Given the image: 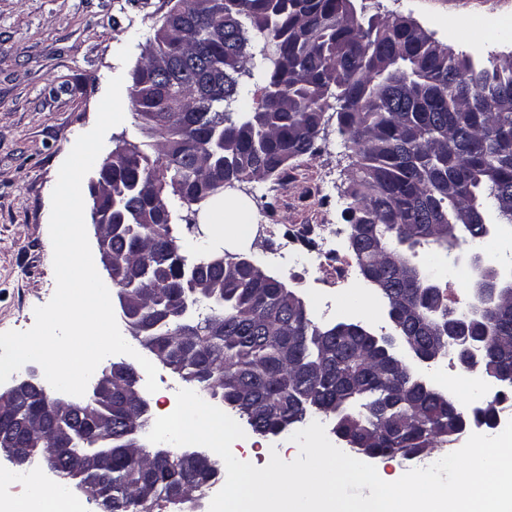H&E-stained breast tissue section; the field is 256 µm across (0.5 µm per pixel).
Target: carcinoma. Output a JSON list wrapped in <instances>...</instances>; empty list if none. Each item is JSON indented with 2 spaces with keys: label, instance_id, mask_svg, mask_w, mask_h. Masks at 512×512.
<instances>
[{
  "label": "carcinoma",
  "instance_id": "cac0c4a2",
  "mask_svg": "<svg viewBox=\"0 0 512 512\" xmlns=\"http://www.w3.org/2000/svg\"><path fill=\"white\" fill-rule=\"evenodd\" d=\"M263 37L252 49L250 31ZM267 70L261 97L249 112L236 114L224 104L239 101L240 79L253 77V60ZM166 59V78L151 73L153 60ZM224 76V90L207 98L200 85L212 74ZM512 57L488 66L455 55L432 40L415 22L357 16L354 0H177L148 42L133 74L131 103L161 139L151 157L132 145L116 155L105 173L117 201L112 253L134 263L143 254L152 265L125 283L135 308L120 312L131 335L164 356L178 374L200 391L237 412L260 435L279 434L313 414L326 411L337 435L358 454L422 460L451 448L469 424V414L441 389L424 392L408 382L401 395L391 387L393 366L364 336H347L339 356H324L336 343V327L319 326L302 299L289 309L285 283L253 270L256 261L224 255V267L205 258L192 262L172 234L171 200L192 206L225 190L208 179V163L224 180L247 182L278 175L288 163L319 151L327 110L336 108L337 129L360 159L359 173L343 191L349 224L374 228L384 248L414 273L396 289L399 300L420 305L425 337L455 354L448 341V298L431 271L414 261L416 248L434 245L448 253L460 240L474 246L486 238L491 219L512 224ZM224 130V152L209 157L210 136ZM378 278L391 281L384 255H356ZM485 296L484 312L458 311L486 349L488 368L512 371V314L497 309L512 301V280L483 269L473 284ZM211 303L209 313L189 322L172 308ZM121 380L113 381L112 406L89 404L94 426L58 424L76 432L57 475L89 491L110 512H150L164 502L193 508L176 496L183 472L157 462L163 452L142 450V465L128 460L125 441L110 444L97 436L107 425L136 418L124 406ZM478 411L491 425L503 393ZM30 464L46 463L50 445L41 436L21 437ZM105 456V472L80 466L84 454ZM224 463L209 456L193 478L196 496L217 479Z\"/></svg>",
  "mask_w": 512,
  "mask_h": 512
}]
</instances>
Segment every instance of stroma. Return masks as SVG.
<instances>
[{"mask_svg":"<svg viewBox=\"0 0 512 512\" xmlns=\"http://www.w3.org/2000/svg\"><path fill=\"white\" fill-rule=\"evenodd\" d=\"M366 14L404 17L454 54L474 61L512 53V29L489 34L470 17H512V0H362ZM171 0H0V332L26 331L35 308L56 289L49 234L51 196L60 167L77 138L90 131L109 81L122 77V123L110 128L102 156L125 144L151 152L156 141L131 105L133 73L142 50ZM320 152L291 161L281 176L244 182L223 197L190 211L173 209L179 243L199 240L189 258L232 253L260 260L300 297L318 325L342 322L332 300L346 288L372 302L354 321L384 336L392 331L388 301L363 278L342 216V191L358 171L357 157L325 125ZM269 217L277 232L312 226L324 230L323 244L298 240L288 259L269 260L271 238L232 234L240 222ZM292 461L298 453L290 432L261 436L247 432L239 455L258 467L271 453Z\"/></svg>","mask_w":512,"mask_h":512,"instance_id":"obj_1","label":"stroma"}]
</instances>
